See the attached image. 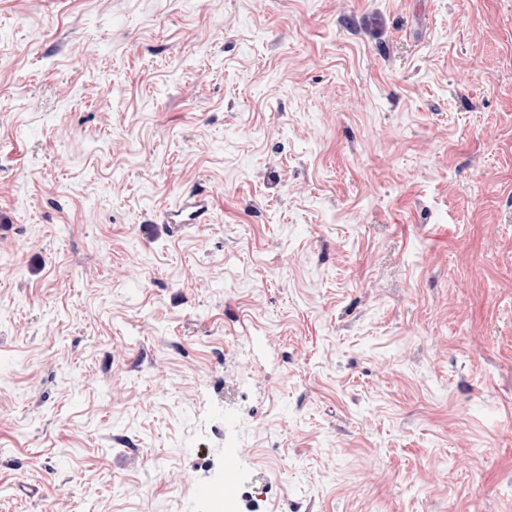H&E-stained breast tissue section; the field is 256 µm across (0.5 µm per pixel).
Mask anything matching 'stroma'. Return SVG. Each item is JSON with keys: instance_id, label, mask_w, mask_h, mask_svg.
Returning a JSON list of instances; mask_svg holds the SVG:
<instances>
[{"instance_id": "obj_1", "label": "stroma", "mask_w": 512, "mask_h": 512, "mask_svg": "<svg viewBox=\"0 0 512 512\" xmlns=\"http://www.w3.org/2000/svg\"><path fill=\"white\" fill-rule=\"evenodd\" d=\"M237 446L254 512H512V0H0V512ZM209 211L208 196L202 192H191L166 210L164 222L167 224H201Z\"/></svg>"}]
</instances>
